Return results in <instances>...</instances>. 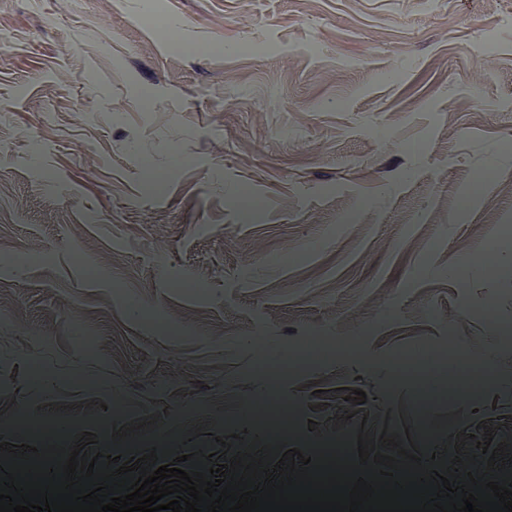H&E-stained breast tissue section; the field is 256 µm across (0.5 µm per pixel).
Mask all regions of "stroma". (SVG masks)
Wrapping results in <instances>:
<instances>
[{"label": "stroma", "mask_w": 512, "mask_h": 512, "mask_svg": "<svg viewBox=\"0 0 512 512\" xmlns=\"http://www.w3.org/2000/svg\"><path fill=\"white\" fill-rule=\"evenodd\" d=\"M1 40L0 414L68 430L100 469L155 448L275 465L346 435L397 478L512 473V398L449 405L423 448L433 406L389 359L450 348L512 380V248L475 259L512 224V0H0ZM316 336L371 361L272 381ZM89 341L111 391L64 385ZM271 394L298 433L245 422Z\"/></svg>", "instance_id": "obj_1"}]
</instances>
